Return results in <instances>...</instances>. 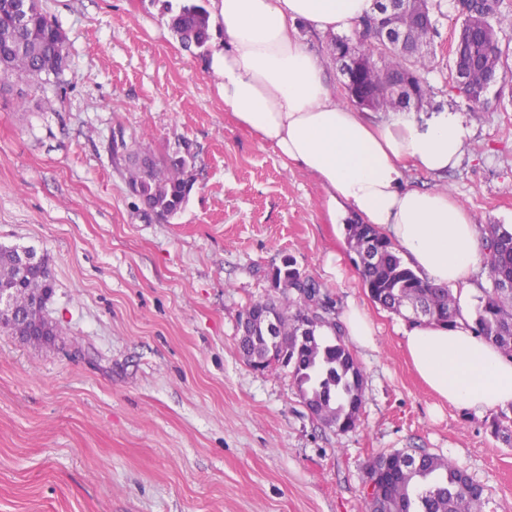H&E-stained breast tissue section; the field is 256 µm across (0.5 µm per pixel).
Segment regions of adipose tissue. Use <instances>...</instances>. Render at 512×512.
<instances>
[{
    "label": "adipose tissue",
    "instance_id": "ef3b65f1",
    "mask_svg": "<svg viewBox=\"0 0 512 512\" xmlns=\"http://www.w3.org/2000/svg\"><path fill=\"white\" fill-rule=\"evenodd\" d=\"M373 10L374 0H211L222 38L206 65L236 123L318 182L330 221L358 216L431 285L472 294L485 251L477 224L447 189L403 183L406 165L433 174L456 165L470 137L461 114L443 110L421 121L392 112L371 122L337 100L296 33L299 23L350 31ZM397 331L414 370L443 401L476 413L512 404V357L465 324Z\"/></svg>",
    "mask_w": 512,
    "mask_h": 512
}]
</instances>
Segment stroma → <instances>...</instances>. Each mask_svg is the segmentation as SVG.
Here are the masks:
<instances>
[{
	"label": "stroma",
	"instance_id": "stroma-1",
	"mask_svg": "<svg viewBox=\"0 0 512 512\" xmlns=\"http://www.w3.org/2000/svg\"><path fill=\"white\" fill-rule=\"evenodd\" d=\"M68 66L35 90L0 86V243L47 256V305L63 334L33 346L0 335V512H366L369 463L421 448L512 512V441L493 412L442 406L374 304L319 184L236 127L220 79L151 0H42ZM455 17L434 38L430 107L471 136L439 177L475 223L512 225V103L452 90ZM164 156L189 149L184 209L144 217L114 141ZM336 311L363 306L377 347L353 348L364 377L355 430L311 416L287 368L239 350L248 306L274 296L286 256Z\"/></svg>",
	"mask_w": 512,
	"mask_h": 512
}]
</instances>
